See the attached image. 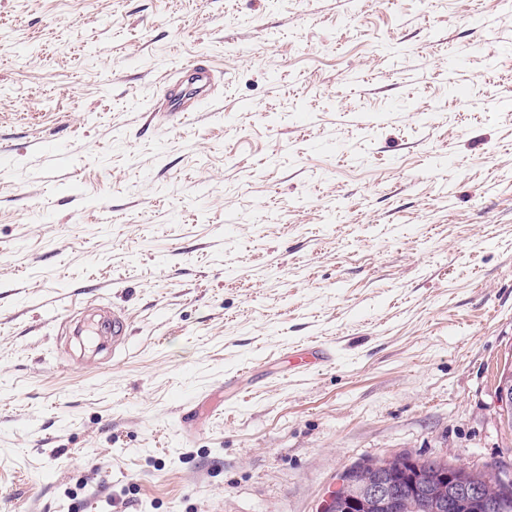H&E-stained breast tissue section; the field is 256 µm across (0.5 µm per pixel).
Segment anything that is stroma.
<instances>
[{"label": "stroma", "mask_w": 512, "mask_h": 512, "mask_svg": "<svg viewBox=\"0 0 512 512\" xmlns=\"http://www.w3.org/2000/svg\"><path fill=\"white\" fill-rule=\"evenodd\" d=\"M511 362L512 0H0V512L512 472ZM216 75L204 64L196 65L189 73L174 77L163 75V107L166 112H198L209 98L215 85ZM495 400L503 413L512 418V370L502 373L495 388Z\"/></svg>", "instance_id": "1"}]
</instances>
